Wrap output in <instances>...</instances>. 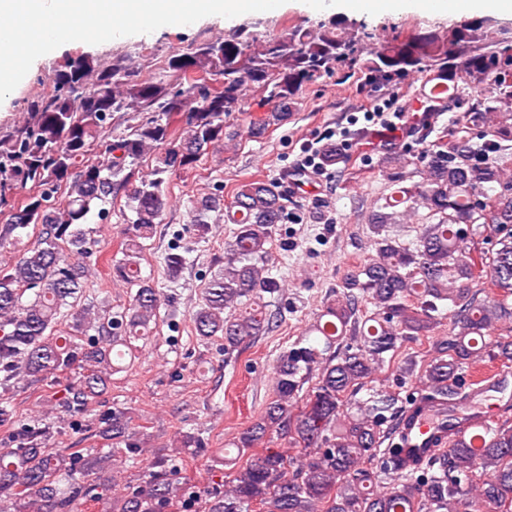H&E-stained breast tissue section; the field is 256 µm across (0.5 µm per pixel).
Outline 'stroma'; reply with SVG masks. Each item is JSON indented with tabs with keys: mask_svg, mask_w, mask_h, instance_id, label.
I'll list each match as a JSON object with an SVG mask.
<instances>
[{
	"mask_svg": "<svg viewBox=\"0 0 512 512\" xmlns=\"http://www.w3.org/2000/svg\"><path fill=\"white\" fill-rule=\"evenodd\" d=\"M341 16L335 10L311 12L300 0H286L280 10L265 14L250 13L229 21L212 15L189 26L168 25L98 45L66 43L39 57L0 102V131L22 123L27 99L68 57L89 53L105 61L117 58L128 71L149 78L161 72L170 52L178 48L221 39L241 29L262 40L285 35L293 26L315 32ZM342 17L350 33L364 35L365 49L374 51L393 33L445 31L477 19L478 14L402 11ZM422 81V76L410 75L393 90L407 111H420ZM393 91L374 89L360 75L336 69L307 86L292 115L260 138L251 135V120L277 111L278 104L246 92L237 111L226 118L235 139L210 151L196 169L170 177L163 220L144 243L141 272L158 288L174 291L171 306L162 308L146 339L133 342L131 356L126 357L123 371L113 375L107 391L82 411L70 412L61 406L71 380L67 373L0 386V402L9 405L17 423L35 416L46 418L51 433L43 447L93 451L110 447V440L99 433L101 417L120 407L128 412L133 427L146 434L147 444L143 455L124 465L118 485H138L151 460L164 456L174 462L172 478L197 494L223 489L227 476L246 462L241 455L235 463H224V448L263 411L272 394L278 356L304 336L354 266L374 252L368 217L385 205L398 173L396 167L383 165V157L396 149L421 153L447 134L452 121L462 114L458 108L432 114L426 130L414 132L391 149L386 135L357 120L356 114L366 99L385 98ZM329 128L347 129L351 147L346 156L324 176H299L301 145L319 141ZM256 179L278 182L288 199L289 217L276 226L268 256L273 275L281 278L285 288L282 294L267 298L269 311L277 316L272 329L228 355L222 339L204 342L196 336L191 314L199 302L203 278L222 264L224 243L235 227L214 216L206 238H196L190 202L208 193L232 196L240 184ZM127 204L128 196L122 192L105 217L94 212L88 217L94 246L83 305L107 303L117 310L127 306L135 292L134 287L112 278L111 261L128 229ZM176 248L187 252L189 262L173 275L164 257ZM183 432L198 436L200 448H177Z\"/></svg>",
	"mask_w": 512,
	"mask_h": 512,
	"instance_id": "stroma-1",
	"label": "stroma"
}]
</instances>
